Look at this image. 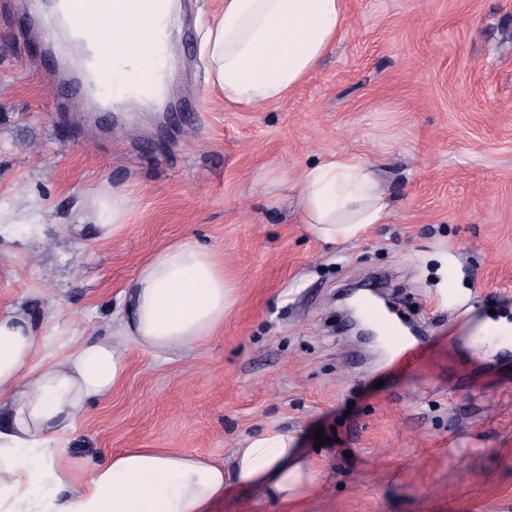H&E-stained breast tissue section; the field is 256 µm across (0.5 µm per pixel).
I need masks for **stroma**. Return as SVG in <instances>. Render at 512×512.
<instances>
[{"instance_id":"stroma-1","label":"stroma","mask_w":512,"mask_h":512,"mask_svg":"<svg viewBox=\"0 0 512 512\" xmlns=\"http://www.w3.org/2000/svg\"><path fill=\"white\" fill-rule=\"evenodd\" d=\"M181 2L168 109L109 126L57 83L26 0H0V198L43 206L40 223H0V312H32L54 357L102 336L140 264L178 240L213 249L238 287L204 346L129 350L61 467L86 475L125 448L223 462L276 429L316 477L294 512H512V346L473 345L490 319L512 324V0H346L316 71L249 110L225 105L201 54L224 0ZM336 153L375 167L390 209L328 245L275 179ZM102 181L134 198L113 241L74 230ZM378 277L419 330L402 365L345 318L347 287Z\"/></svg>"}]
</instances>
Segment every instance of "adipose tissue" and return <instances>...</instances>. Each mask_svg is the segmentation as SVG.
<instances>
[{"instance_id":"adipose-tissue-1","label":"adipose tissue","mask_w":512,"mask_h":512,"mask_svg":"<svg viewBox=\"0 0 512 512\" xmlns=\"http://www.w3.org/2000/svg\"><path fill=\"white\" fill-rule=\"evenodd\" d=\"M345 23V0H224L202 43L209 81L233 107L280 101L316 70ZM127 24L139 47L116 44L112 53L136 83H152L147 48L156 21L142 11ZM277 184L298 191L301 223L326 243L355 239L388 214L373 166L348 154L281 170ZM133 208L126 189L105 181L79 202L101 240L120 237ZM236 299L216 254L182 241L140 265L107 336L76 339L60 357L40 358L49 339L28 314L0 313V401L11 409L0 430V512H208L228 485L292 502L312 482V468L294 435L279 430L243 440L227 466L156 448L113 454L85 478L56 464L55 440L74 429L88 401L120 384L128 347L155 354L198 347L223 326Z\"/></svg>"}]
</instances>
